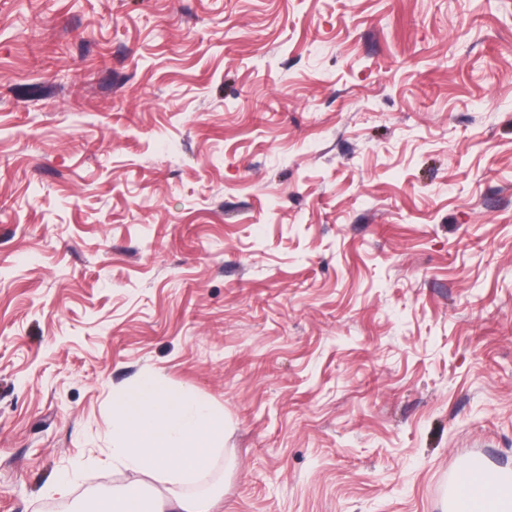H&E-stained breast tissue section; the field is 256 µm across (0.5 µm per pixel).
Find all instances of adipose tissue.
<instances>
[{
	"mask_svg": "<svg viewBox=\"0 0 512 512\" xmlns=\"http://www.w3.org/2000/svg\"><path fill=\"white\" fill-rule=\"evenodd\" d=\"M112 434L118 444L113 462L123 465L132 478L112 492L98 495L93 512H210L208 494L175 493L149 500L143 474L170 469L179 480L205 473L224 433V412L189 396L167 395L161 378L142 382L113 401Z\"/></svg>",
	"mask_w": 512,
	"mask_h": 512,
	"instance_id": "1",
	"label": "adipose tissue"
}]
</instances>
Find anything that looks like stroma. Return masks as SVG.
<instances>
[{"label":"stroma","mask_w":512,"mask_h":512,"mask_svg":"<svg viewBox=\"0 0 512 512\" xmlns=\"http://www.w3.org/2000/svg\"><path fill=\"white\" fill-rule=\"evenodd\" d=\"M223 408L212 512L512 470V0H0V512Z\"/></svg>","instance_id":"1"}]
</instances>
